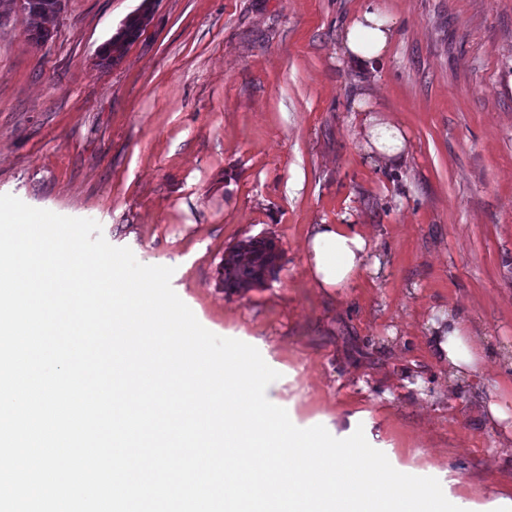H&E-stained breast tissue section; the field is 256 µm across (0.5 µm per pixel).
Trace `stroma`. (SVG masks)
<instances>
[{
  "instance_id": "1",
  "label": "stroma",
  "mask_w": 512,
  "mask_h": 512,
  "mask_svg": "<svg viewBox=\"0 0 512 512\" xmlns=\"http://www.w3.org/2000/svg\"><path fill=\"white\" fill-rule=\"evenodd\" d=\"M142 0H64L49 36L0 23V194L100 223L113 246L174 270L202 326L256 347L269 387L327 428L367 412L391 465L481 501L512 486V0H379L397 19L385 66L341 56L363 0H158L110 67L99 50ZM368 108H355L356 99ZM395 121L408 159L361 147L366 115ZM352 214L380 270L318 287L317 224ZM273 241L276 273L224 285L242 241ZM453 307L488 339L472 389L449 391L428 321ZM484 411L487 416L500 424L505 423V429L509 428L508 420L512 418L508 406L501 401L500 396L496 394V390L488 391V399L483 401Z\"/></svg>"
}]
</instances>
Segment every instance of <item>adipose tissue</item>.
Returning a JSON list of instances; mask_svg holds the SVG:
<instances>
[{"mask_svg":"<svg viewBox=\"0 0 512 512\" xmlns=\"http://www.w3.org/2000/svg\"><path fill=\"white\" fill-rule=\"evenodd\" d=\"M396 22L377 0H364L342 38V53L356 68L375 72L388 57ZM366 150L387 165H400L407 156L402 127L376 116L363 126ZM376 248L364 233L350 224H318L307 240L306 264L314 281L329 290L355 287L366 271L377 267ZM436 359L448 369V382L455 387L471 385L485 358L484 339L473 330L462 311L439 314L431 322Z\"/></svg>","mask_w":512,"mask_h":512,"instance_id":"1","label":"adipose tissue"}]
</instances>
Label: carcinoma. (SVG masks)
<instances>
[{"instance_id":"obj_1","label":"carcinoma","mask_w":512,"mask_h":512,"mask_svg":"<svg viewBox=\"0 0 512 512\" xmlns=\"http://www.w3.org/2000/svg\"><path fill=\"white\" fill-rule=\"evenodd\" d=\"M138 36L139 26L132 21L121 41L102 47L101 64L109 66L121 59L127 46ZM277 260L278 254L272 241L250 239L233 248L228 258L224 259V283L228 288H248L260 284L267 275L274 273Z\"/></svg>"}]
</instances>
